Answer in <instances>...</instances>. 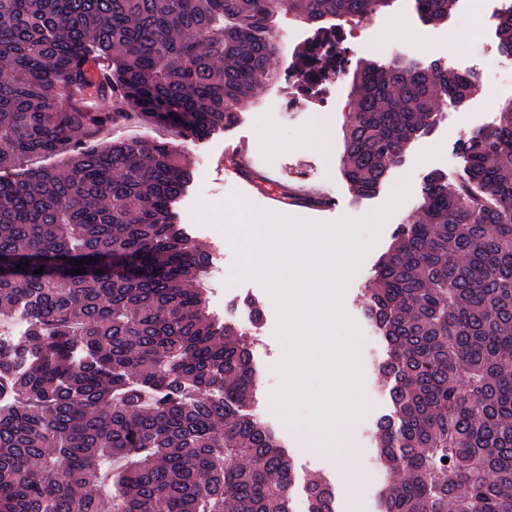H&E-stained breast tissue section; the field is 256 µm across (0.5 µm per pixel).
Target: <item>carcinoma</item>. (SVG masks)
<instances>
[{
  "mask_svg": "<svg viewBox=\"0 0 512 512\" xmlns=\"http://www.w3.org/2000/svg\"><path fill=\"white\" fill-rule=\"evenodd\" d=\"M391 2L0 0V312L28 318L25 342L0 337V400L13 397L0 408V512H291L290 459L243 412L259 385L254 337L213 322L194 287L210 254L172 210L192 177L183 152L104 142L62 172L8 171L120 118L195 139L226 131L274 78V14L315 30L293 69L308 94L336 72L324 23ZM455 2L415 0L428 20ZM498 47L512 56V13ZM476 88L439 61L364 63L343 129L351 189L376 193L436 102L460 106ZM115 90L129 111L113 109ZM460 151L463 178H426L366 305L391 382L376 423L396 475L383 512H512V107ZM306 494L308 512H335L330 483Z\"/></svg>",
  "mask_w": 512,
  "mask_h": 512,
  "instance_id": "cac0c4a2",
  "label": "carcinoma"
}]
</instances>
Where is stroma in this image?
Here are the masks:
<instances>
[{"label": "stroma", "mask_w": 512, "mask_h": 512, "mask_svg": "<svg viewBox=\"0 0 512 512\" xmlns=\"http://www.w3.org/2000/svg\"><path fill=\"white\" fill-rule=\"evenodd\" d=\"M367 21L372 28L371 39L351 45L344 74L339 81L323 84L314 97L296 95L285 79L262 85L240 105L238 121L231 129L204 140H185L177 129L133 121L103 132L111 139L131 141L155 135L170 140L192 162L193 179L176 211L179 224L212 255V264L199 281L206 291L208 310L220 319L231 299L250 296L267 313L253 346L260 387L258 403L252 411L276 432L292 461L293 512H307L305 484L311 479L335 486L336 512H381L382 494L392 475L380 459L373 430L379 416L390 411L391 404L387 387L375 370L385 352V343L364 312L368 290L373 286V267L391 245L398 225L416 217L425 179L435 172L452 181L458 179L465 166L458 149L460 141L474 131L492 128L502 106L512 101V58L498 57L494 65H488L486 77L479 80L477 91L464 105L446 100L437 103L434 125L411 143L401 163L388 170L375 195L358 196L341 170V127L354 109L350 87L357 65L365 60L387 63L404 57L441 60L464 73L487 65L489 55H496L498 50L497 23L492 20L487 25L485 41L461 52L456 31L466 18L458 5L447 20L429 22L417 14L414 0H394L392 6L368 16ZM273 27L279 36L280 52L272 67L285 76L297 52L313 39L314 30L285 12L275 16ZM286 97L293 99L294 110L282 114L278 103ZM241 140L249 147L250 178L219 174L218 161L225 146ZM274 184L304 190L312 198V205L275 201L270 190ZM403 187L408 190L405 200L382 225L342 298L343 309L360 335L362 395L367 406L364 415L342 431L346 447L355 451L349 462L342 463L312 451L317 433L309 424H286L272 408L271 396L282 382L277 366L284 355V345L277 336L278 311L264 282L243 273L235 238L225 228L222 208L234 198L252 203L264 214L332 224L345 218L370 217Z\"/></svg>", "instance_id": "obj_1"}]
</instances>
